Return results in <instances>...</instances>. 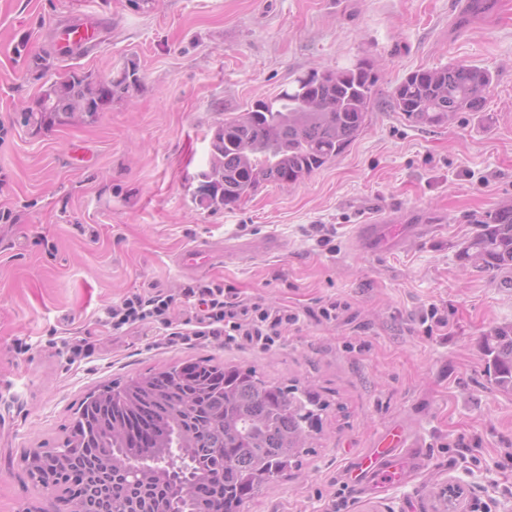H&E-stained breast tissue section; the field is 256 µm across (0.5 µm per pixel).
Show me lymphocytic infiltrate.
I'll return each instance as SVG.
<instances>
[{
  "label": "lymphocytic infiltrate",
  "instance_id": "lymphocytic-infiltrate-1",
  "mask_svg": "<svg viewBox=\"0 0 512 512\" xmlns=\"http://www.w3.org/2000/svg\"><path fill=\"white\" fill-rule=\"evenodd\" d=\"M182 304L193 308L192 328L178 334L186 341L221 336L234 342L242 337L268 349L280 342L282 327L297 320L295 313L281 305L239 302L233 289L219 284L189 285L176 293L135 292L112 306L108 317L116 330L154 322L167 326L172 310Z\"/></svg>",
  "mask_w": 512,
  "mask_h": 512
}]
</instances>
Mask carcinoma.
I'll return each mask as SVG.
<instances>
[{
  "label": "carcinoma",
  "mask_w": 512,
  "mask_h": 512,
  "mask_svg": "<svg viewBox=\"0 0 512 512\" xmlns=\"http://www.w3.org/2000/svg\"><path fill=\"white\" fill-rule=\"evenodd\" d=\"M379 76L372 60L313 70L272 99L224 121L212 138L199 202L227 207L263 181L293 185L346 152L369 121ZM136 70L52 84L20 123L63 124L94 117L129 94ZM493 82L476 65L420 68L395 88L392 108L425 126L482 106ZM460 259L512 275V205L488 214ZM495 384L512 390V327L490 337ZM326 405L310 390L270 382L253 369L188 362L89 394L63 443L25 456L30 476L54 486L77 512H242L262 487L297 462Z\"/></svg>",
  "instance_id": "1"
}]
</instances>
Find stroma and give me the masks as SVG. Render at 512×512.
I'll use <instances>...</instances> for the list:
<instances>
[{
  "label": "stroma",
  "instance_id": "stroma-1",
  "mask_svg": "<svg viewBox=\"0 0 512 512\" xmlns=\"http://www.w3.org/2000/svg\"><path fill=\"white\" fill-rule=\"evenodd\" d=\"M489 2L474 16L471 0H0V512H56L57 491L23 457L60 443L89 391L197 359L312 387L326 404L314 448L243 512H438L449 486L460 496L448 512H512V391L494 385L486 351L512 326V288L459 257L479 220L512 204V0ZM83 19L94 45L61 54L53 28ZM363 58L381 77L343 155L232 207L200 204L218 126ZM451 63L492 72L480 111L441 127L393 111L408 73ZM132 68L137 86L95 118L18 120L71 71L96 82ZM384 216L397 238L357 239ZM271 233L282 250L222 256ZM192 283L298 320L267 351L108 322L132 293ZM334 300L337 319H319ZM433 307L445 323L429 330ZM75 338L88 356L72 359ZM394 426L425 465L350 491L345 470Z\"/></svg>",
  "mask_w": 512,
  "mask_h": 512
}]
</instances>
